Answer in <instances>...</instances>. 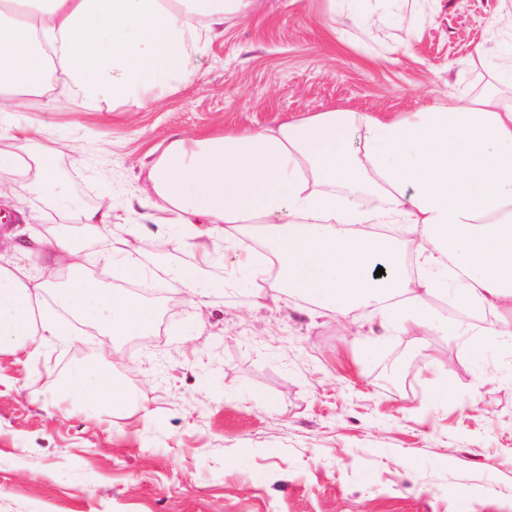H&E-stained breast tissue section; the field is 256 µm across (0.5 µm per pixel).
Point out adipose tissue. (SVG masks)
Listing matches in <instances>:
<instances>
[{"label": "adipose tissue", "instance_id": "obj_1", "mask_svg": "<svg viewBox=\"0 0 512 512\" xmlns=\"http://www.w3.org/2000/svg\"><path fill=\"white\" fill-rule=\"evenodd\" d=\"M0 0V127L32 141L41 128L13 122L31 97L52 111L61 87L81 111L124 101L140 106L174 90L206 41L223 35L225 14L248 15L254 0ZM359 145L349 149L348 132ZM51 151L0 150V173L29 179L61 215L111 231V206L84 207L65 192ZM159 200L152 223L181 226L197 247L260 227L264 263L276 266L274 295L305 297L323 310L372 309L384 331L415 341L475 326L512 350V100L495 92L401 115L332 109L259 129L189 139L169 135L150 169ZM21 254L65 270L62 284L0 257V353L40 357L67 335L63 314L103 336H145L156 325L148 300L112 289L115 266L88 271L64 233H30ZM383 274H376V267ZM59 308L39 306L50 287ZM453 296L466 315L448 323L425 299ZM73 401L125 405L109 350L62 379Z\"/></svg>", "mask_w": 512, "mask_h": 512}]
</instances>
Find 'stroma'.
<instances>
[{
    "mask_svg": "<svg viewBox=\"0 0 512 512\" xmlns=\"http://www.w3.org/2000/svg\"><path fill=\"white\" fill-rule=\"evenodd\" d=\"M506 12L512 0H260L226 18L178 92L105 120L64 99L35 106L17 120L44 136L0 148H51L77 203L125 216L172 133L512 97L497 69ZM135 232L146 258L163 245L205 264L202 313L170 316L161 297L164 335L113 343L76 321L38 359L0 354V512H512V355L489 337L417 343L301 298L255 307L264 284L240 241L203 253L174 249V227ZM106 347L130 395L111 413L58 389Z\"/></svg>",
    "mask_w": 512,
    "mask_h": 512,
    "instance_id": "1",
    "label": "stroma"
}]
</instances>
